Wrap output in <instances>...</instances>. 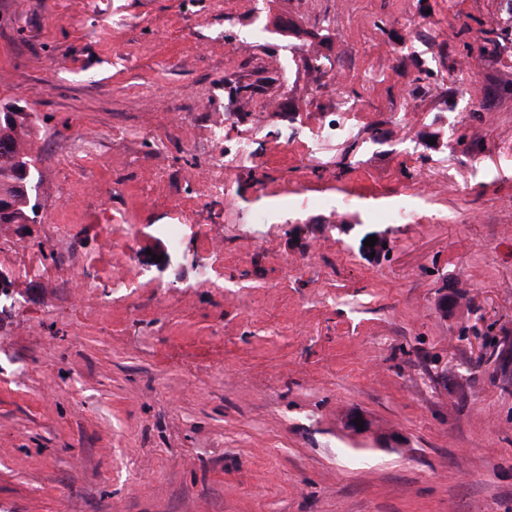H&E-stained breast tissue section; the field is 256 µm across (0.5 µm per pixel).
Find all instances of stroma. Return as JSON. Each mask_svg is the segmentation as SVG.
Wrapping results in <instances>:
<instances>
[{
  "mask_svg": "<svg viewBox=\"0 0 512 512\" xmlns=\"http://www.w3.org/2000/svg\"><path fill=\"white\" fill-rule=\"evenodd\" d=\"M19 97L41 212L0 224V512H512L507 0H0Z\"/></svg>",
  "mask_w": 512,
  "mask_h": 512,
  "instance_id": "stroma-1",
  "label": "stroma"
}]
</instances>
